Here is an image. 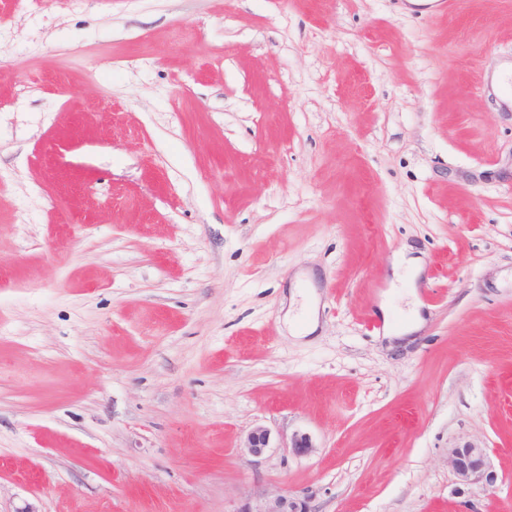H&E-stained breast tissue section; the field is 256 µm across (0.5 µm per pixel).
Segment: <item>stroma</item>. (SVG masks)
Listing matches in <instances>:
<instances>
[{"mask_svg":"<svg viewBox=\"0 0 512 512\" xmlns=\"http://www.w3.org/2000/svg\"><path fill=\"white\" fill-rule=\"evenodd\" d=\"M511 55L512 0H0V512H512ZM413 251L398 255L392 266L393 276L399 279L401 271L407 273L413 283L418 279L423 270V261L419 255H413ZM247 453L255 458H260L272 448L271 432L262 426L253 428L246 436L244 447ZM450 464L462 486H480L484 491L496 488L497 474L488 461V449L478 443H466L448 451ZM308 495L293 497L288 494H276L266 498L259 506L245 503L236 512H313Z\"/></svg>","mask_w":512,"mask_h":512,"instance_id":"stroma-1","label":"stroma"}]
</instances>
